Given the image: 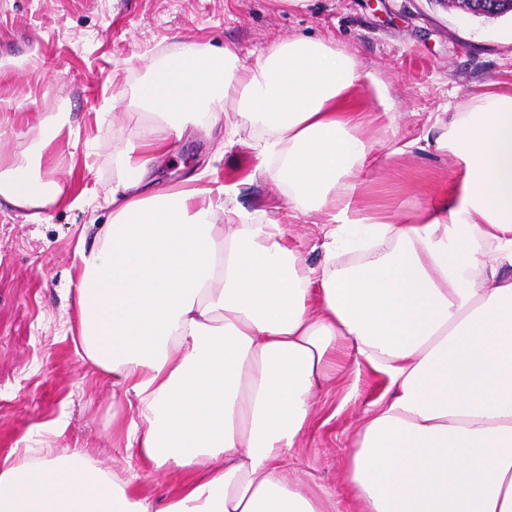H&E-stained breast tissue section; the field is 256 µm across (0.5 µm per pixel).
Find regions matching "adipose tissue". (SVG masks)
I'll use <instances>...</instances> for the list:
<instances>
[{"mask_svg": "<svg viewBox=\"0 0 512 512\" xmlns=\"http://www.w3.org/2000/svg\"><path fill=\"white\" fill-rule=\"evenodd\" d=\"M356 56L320 38L276 40L252 65L188 45L139 85L150 121L113 153L111 223L80 233L72 340L134 397L118 424L174 493L74 452L24 449L0 464V512H323L284 475L337 352L389 386L361 424L346 482L364 512H512V92L478 90L436 117L461 179L438 203L374 218L352 207L377 151L363 137ZM237 102L263 136L258 168L323 214L324 262L284 225L254 221L232 188L156 187L164 134ZM64 194L33 165L0 168V200ZM354 246L357 261L338 255Z\"/></svg>", "mask_w": 512, "mask_h": 512, "instance_id": "obj_1", "label": "adipose tissue"}]
</instances>
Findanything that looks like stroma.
<instances>
[{
	"label": "stroma",
	"instance_id": "35a3bbf8",
	"mask_svg": "<svg viewBox=\"0 0 512 512\" xmlns=\"http://www.w3.org/2000/svg\"><path fill=\"white\" fill-rule=\"evenodd\" d=\"M336 41L386 85L389 107L362 89L378 140L376 162L359 176L354 207L369 216L412 212L446 194L460 169L426 147L436 115L453 111L478 86L512 91V16L485 19L434 0H0V155L24 163L45 121L69 115L68 131L44 152L40 172L66 192L43 209L0 201V461L16 448L78 451L134 476L138 496L169 495L178 471L144 467L113 420H128L127 398L82 358L71 341L76 286L73 246L83 225L112 217V152L134 139L148 116L134 93L152 64L182 46L231 48L252 64L275 40ZM235 125L234 138L224 135ZM257 127L226 104L212 131L171 139L151 176L172 189L235 185L240 208L285 225L288 242L312 267L322 264L323 215L289 203L255 169ZM388 380L337 355L287 477L327 512H363L346 488L353 440Z\"/></svg>",
	"mask_w": 512,
	"mask_h": 512
}]
</instances>
